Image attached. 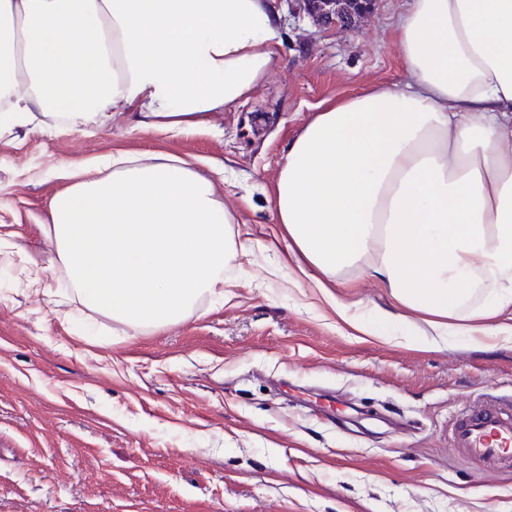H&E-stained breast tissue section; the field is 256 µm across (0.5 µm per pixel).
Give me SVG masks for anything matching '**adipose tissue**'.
<instances>
[{
	"mask_svg": "<svg viewBox=\"0 0 512 512\" xmlns=\"http://www.w3.org/2000/svg\"><path fill=\"white\" fill-rule=\"evenodd\" d=\"M270 0H0V133L183 130L245 100L281 52ZM403 87L331 103L290 143L271 199L284 255L340 320L387 340L512 342V0H411ZM48 234L88 309L132 330L224 295L236 218L178 157L72 165ZM358 268L394 310L331 292Z\"/></svg>",
	"mask_w": 512,
	"mask_h": 512,
	"instance_id": "ef3b65f1",
	"label": "adipose tissue"
}]
</instances>
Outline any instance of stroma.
<instances>
[{"label": "stroma", "instance_id": "1", "mask_svg": "<svg viewBox=\"0 0 512 512\" xmlns=\"http://www.w3.org/2000/svg\"><path fill=\"white\" fill-rule=\"evenodd\" d=\"M281 15L277 66L243 102L180 134L131 114L84 132L0 135V512H512V473L480 476L450 448L455 418L489 387L512 391V344L437 348L350 329L282 259L267 198L318 108L402 86L396 24L410 0H377L345 33ZM121 150L224 168L230 232L250 243L223 298L183 320L117 328L64 285L45 235L66 164ZM44 266L32 293L19 262ZM388 306L360 270L334 290Z\"/></svg>", "mask_w": 512, "mask_h": 512}]
</instances>
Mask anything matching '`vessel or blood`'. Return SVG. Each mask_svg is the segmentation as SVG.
Instances as JSON below:
<instances>
[{
    "mask_svg": "<svg viewBox=\"0 0 512 512\" xmlns=\"http://www.w3.org/2000/svg\"><path fill=\"white\" fill-rule=\"evenodd\" d=\"M452 448L471 461L479 475L512 469V403L489 396L453 423Z\"/></svg>",
    "mask_w": 512,
    "mask_h": 512,
    "instance_id": "1",
    "label": "vessel or blood"
}]
</instances>
